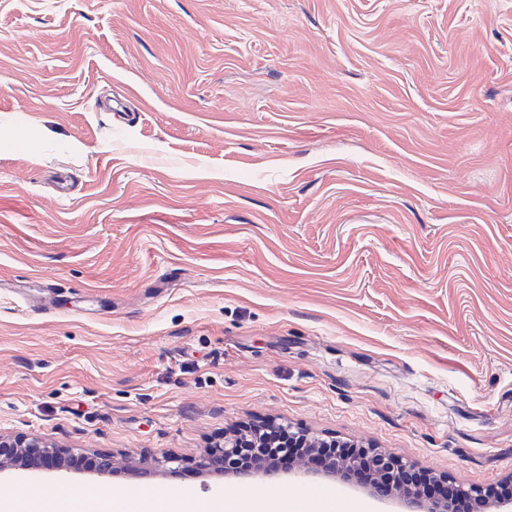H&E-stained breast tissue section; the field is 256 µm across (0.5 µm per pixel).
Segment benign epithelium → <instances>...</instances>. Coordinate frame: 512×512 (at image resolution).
Instances as JSON below:
<instances>
[{
	"instance_id": "7a95c632",
	"label": "benign epithelium",
	"mask_w": 512,
	"mask_h": 512,
	"mask_svg": "<svg viewBox=\"0 0 512 512\" xmlns=\"http://www.w3.org/2000/svg\"><path fill=\"white\" fill-rule=\"evenodd\" d=\"M237 443L232 438H224V444L218 448H210L195 462L197 470L205 474H225L239 479H248L257 474L266 478H276L287 472L297 476H307L313 473L308 460L297 457L283 458L268 456L260 457L259 461L249 470L237 469L233 448ZM70 449L60 448L49 444L37 437L0 435V474L10 470H29L44 467L67 473L73 469L68 456ZM94 465L91 471L110 476L115 471V460L110 454L93 453ZM181 459L164 453L152 456L139 463L137 470L144 476H155L173 473ZM356 461L352 457L335 458L329 466L320 472L326 478L338 482L345 480L346 473L354 468ZM367 493L377 500L397 499L403 506V512H452L453 506L443 498L426 500L415 492L414 485L405 475L378 472L373 474V481L366 485Z\"/></svg>"
}]
</instances>
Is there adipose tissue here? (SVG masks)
<instances>
[{
	"mask_svg": "<svg viewBox=\"0 0 512 512\" xmlns=\"http://www.w3.org/2000/svg\"><path fill=\"white\" fill-rule=\"evenodd\" d=\"M172 498L161 497L149 490H140L117 499H110L94 490H62L53 512H171Z\"/></svg>",
	"mask_w": 512,
	"mask_h": 512,
	"instance_id": "1",
	"label": "adipose tissue"
}]
</instances>
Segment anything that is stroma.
Here are the masks:
<instances>
[{"instance_id":"obj_1","label":"stroma","mask_w":512,"mask_h":512,"mask_svg":"<svg viewBox=\"0 0 512 512\" xmlns=\"http://www.w3.org/2000/svg\"><path fill=\"white\" fill-rule=\"evenodd\" d=\"M263 422L512 477V0H0V434L130 462L0 490L398 512ZM240 435L242 439H244V448H246V450L248 448V444H253L254 441L261 442L265 447H267L265 448V454H268L271 457L275 456L279 452L280 447L289 446V442H296V444L291 446L296 447L295 449L298 451V455H302L305 451V448H303V436H299L294 432H290L288 434V432L282 431L277 434V441H272V443H264L262 441L263 435L260 440L257 434L250 433L248 427L244 428V431L240 432ZM283 442H285V444H283ZM232 448H238L237 443L233 438L225 436L223 446L218 448H209L198 458L195 462L197 470L205 474H225V476L231 475L239 479H248L257 474L266 478H276L284 472L297 476H307L314 473L312 467L308 464L307 457L303 459H299L298 457H288V450L284 452L283 458L260 456L257 463L256 461L258 458L245 451L240 458V464L242 467L251 468L255 463L256 465L249 470H238ZM177 464L176 467L172 465ZM181 465V459L176 456L163 453L161 456H152L143 459L137 470L144 476H155L164 473H174Z\"/></svg>"}]
</instances>
